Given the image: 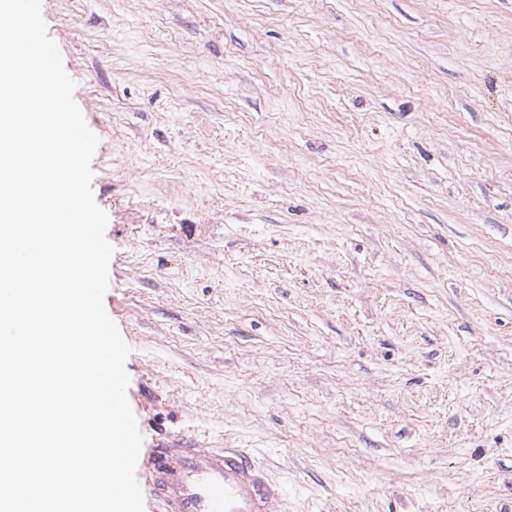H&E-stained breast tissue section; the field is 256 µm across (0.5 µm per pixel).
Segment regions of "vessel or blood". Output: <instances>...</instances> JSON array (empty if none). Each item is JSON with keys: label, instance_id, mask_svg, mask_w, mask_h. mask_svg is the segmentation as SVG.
Here are the masks:
<instances>
[{"label": "vessel or blood", "instance_id": "1", "mask_svg": "<svg viewBox=\"0 0 512 512\" xmlns=\"http://www.w3.org/2000/svg\"><path fill=\"white\" fill-rule=\"evenodd\" d=\"M149 493L157 512H277L283 487L238 448L176 436L150 449Z\"/></svg>", "mask_w": 512, "mask_h": 512}]
</instances>
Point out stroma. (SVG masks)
Instances as JSON below:
<instances>
[{
  "label": "stroma",
  "instance_id": "1",
  "mask_svg": "<svg viewBox=\"0 0 512 512\" xmlns=\"http://www.w3.org/2000/svg\"><path fill=\"white\" fill-rule=\"evenodd\" d=\"M42 2L143 449H245L278 512H512V0Z\"/></svg>",
  "mask_w": 512,
  "mask_h": 512
}]
</instances>
